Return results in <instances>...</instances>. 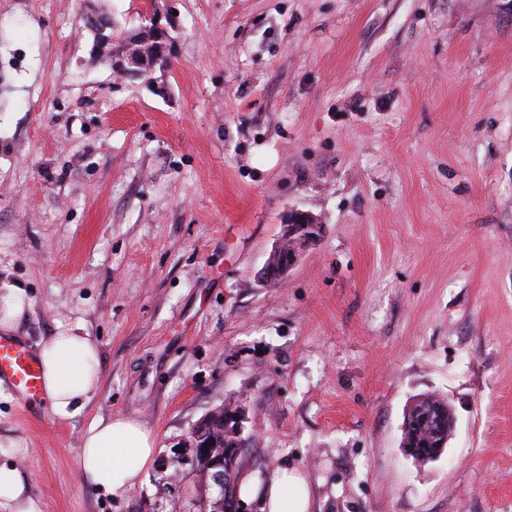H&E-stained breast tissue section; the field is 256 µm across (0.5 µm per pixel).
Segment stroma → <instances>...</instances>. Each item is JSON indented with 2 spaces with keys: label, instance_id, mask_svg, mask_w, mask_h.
<instances>
[{
  "label": "stroma",
  "instance_id": "1",
  "mask_svg": "<svg viewBox=\"0 0 512 512\" xmlns=\"http://www.w3.org/2000/svg\"><path fill=\"white\" fill-rule=\"evenodd\" d=\"M169 17L172 59L114 77L84 27ZM323 223L286 282L289 210ZM0 280L37 346L80 330L72 418L0 387V463L39 512H139L79 478L93 418L158 450L245 408L246 474L311 512H512V0H0ZM448 400L441 457L402 446ZM240 496L256 502L259 512H310L307 480L295 468H277L263 481L245 478Z\"/></svg>",
  "mask_w": 512,
  "mask_h": 512
}]
</instances>
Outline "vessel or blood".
I'll return each mask as SVG.
<instances>
[{
    "mask_svg": "<svg viewBox=\"0 0 512 512\" xmlns=\"http://www.w3.org/2000/svg\"><path fill=\"white\" fill-rule=\"evenodd\" d=\"M0 382L7 384L24 412L43 399L41 369L35 353L19 338L0 334Z\"/></svg>",
    "mask_w": 512,
    "mask_h": 512,
    "instance_id": "b4317fda",
    "label": "vessel or blood"
}]
</instances>
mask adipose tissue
Instances as JSON below:
<instances>
[{"mask_svg":"<svg viewBox=\"0 0 512 512\" xmlns=\"http://www.w3.org/2000/svg\"><path fill=\"white\" fill-rule=\"evenodd\" d=\"M44 396L52 411L66 418L80 413L99 389L103 366L97 345L75 331L46 337L38 344ZM157 454L149 429L136 418H95L82 436L80 475L97 490L124 497L142 481ZM242 498L261 512H310L305 476L295 468H278L264 480L244 479ZM38 512L29 481L16 466L0 464V508Z\"/></svg>","mask_w":512,"mask_h":512,"instance_id":"ef3b65f1","label":"adipose tissue"}]
</instances>
